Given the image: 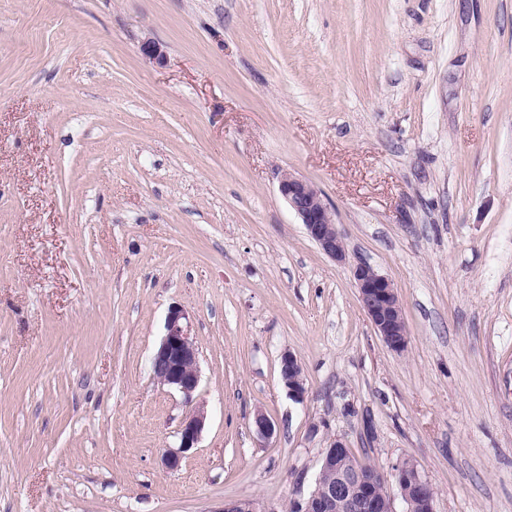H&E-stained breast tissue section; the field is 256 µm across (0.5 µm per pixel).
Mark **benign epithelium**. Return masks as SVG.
I'll return each mask as SVG.
<instances>
[{
	"label": "benign epithelium",
	"instance_id": "7a95c632",
	"mask_svg": "<svg viewBox=\"0 0 512 512\" xmlns=\"http://www.w3.org/2000/svg\"><path fill=\"white\" fill-rule=\"evenodd\" d=\"M278 191L288 206L304 224L308 236L331 259L346 260L343 236L334 214L322 194L308 181L290 172L277 176ZM362 308L384 344L394 352H402L408 344V327L394 283L367 264L352 269ZM153 376L157 381L179 393L188 401L193 399L200 384L199 350L190 333L189 317L179 308L169 311L165 334L151 360ZM279 379L288 394L300 401L305 394L302 366L297 357L285 351L279 360ZM207 414L197 407L181 423L178 430L179 446L166 452L163 463L169 470L179 468L184 454L195 448L205 429ZM252 426L257 435L270 439L276 431L275 423L263 412L254 414ZM351 458L349 445L342 438L334 439L322 449L319 471H339ZM354 476L340 477L335 484L323 490H311L294 502L297 512H395L394 500L400 498L405 512H435L432 485L418 463L406 459L391 472L362 461L353 462ZM215 512H261L252 500H230Z\"/></svg>",
	"mask_w": 512,
	"mask_h": 512
}]
</instances>
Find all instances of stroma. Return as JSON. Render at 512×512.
<instances>
[{"label":"stroma","mask_w":512,"mask_h":512,"mask_svg":"<svg viewBox=\"0 0 512 512\" xmlns=\"http://www.w3.org/2000/svg\"><path fill=\"white\" fill-rule=\"evenodd\" d=\"M174 306L190 403L150 368ZM338 437L415 460L435 512H512V0H0V512H288ZM278 191L304 224L308 236L331 259L344 262L346 249L334 214L322 194L308 181L290 172L281 171ZM362 308L384 344L402 352L408 344V327L394 283L367 264L352 269ZM279 379L290 396L297 401L303 399L306 389L302 366L290 351H284L280 356ZM207 414L203 406H198L181 423L178 430L179 446L166 452L163 463L169 470H177L184 454L193 448H197L202 432L205 429Z\"/></svg>","instance_id":"stroma-1"}]
</instances>
